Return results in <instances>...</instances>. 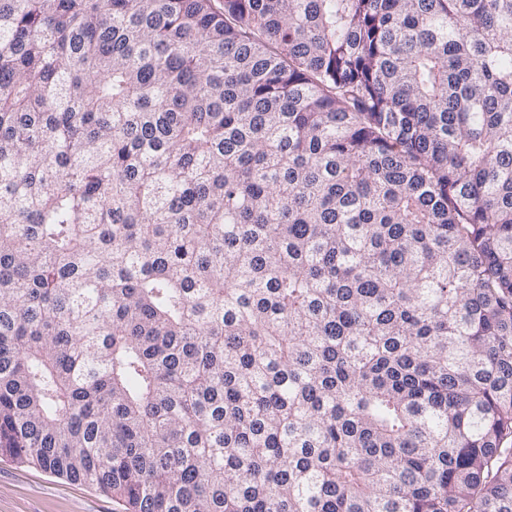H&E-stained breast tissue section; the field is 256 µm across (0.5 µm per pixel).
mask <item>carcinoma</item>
Here are the masks:
<instances>
[{"instance_id":"1","label":"carcinoma","mask_w":512,"mask_h":512,"mask_svg":"<svg viewBox=\"0 0 512 512\" xmlns=\"http://www.w3.org/2000/svg\"><path fill=\"white\" fill-rule=\"evenodd\" d=\"M0 456L512 512V0H0Z\"/></svg>"}]
</instances>
